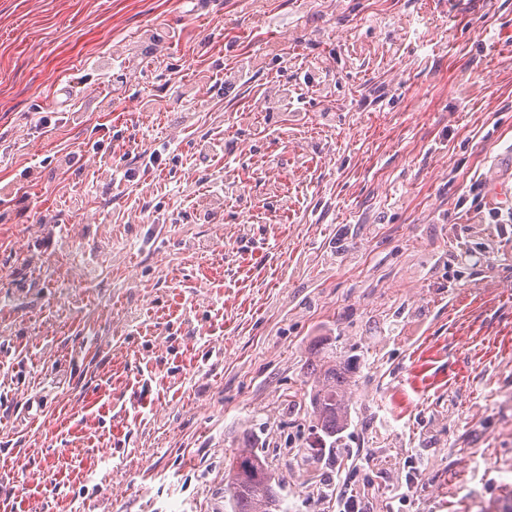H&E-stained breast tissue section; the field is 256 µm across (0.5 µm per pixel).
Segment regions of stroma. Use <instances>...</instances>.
<instances>
[{
  "label": "stroma",
  "mask_w": 512,
  "mask_h": 512,
  "mask_svg": "<svg viewBox=\"0 0 512 512\" xmlns=\"http://www.w3.org/2000/svg\"><path fill=\"white\" fill-rule=\"evenodd\" d=\"M498 184L512 0H0V512H230L247 434L287 512H505ZM308 370L313 376L310 434L314 441L303 452L309 459L320 460L327 443L328 448H334L336 435L347 425L348 393L353 381L349 368L334 355L324 354L317 363L309 364Z\"/></svg>",
  "instance_id": "stroma-1"
}]
</instances>
